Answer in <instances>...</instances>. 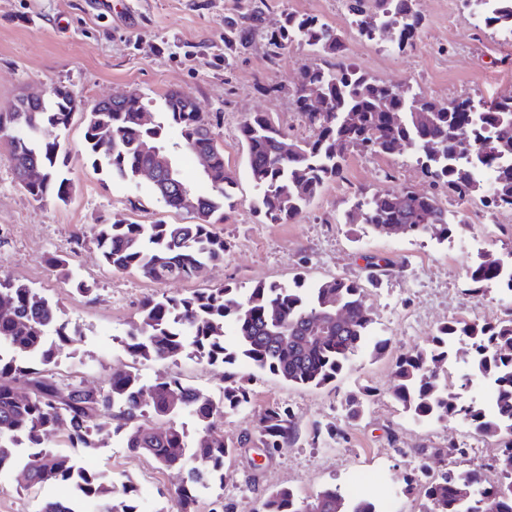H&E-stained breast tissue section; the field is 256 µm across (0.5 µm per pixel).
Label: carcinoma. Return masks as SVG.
<instances>
[{
	"instance_id": "1",
	"label": "carcinoma",
	"mask_w": 512,
	"mask_h": 512,
	"mask_svg": "<svg viewBox=\"0 0 512 512\" xmlns=\"http://www.w3.org/2000/svg\"><path fill=\"white\" fill-rule=\"evenodd\" d=\"M501 9L483 18L485 26L512 33V0H500ZM357 17L359 34L369 41L393 33L398 46L410 44L420 18L413 0H348ZM224 29V60L243 44L245 22ZM269 42L283 48L294 42L328 55L341 50L339 35L313 16L287 14L269 33ZM322 101L313 111L306 92ZM298 111L314 132L302 143L288 141L287 133L263 112H254L240 126L248 146L251 179L259 189L257 207L273 223L295 219L323 185L341 177L344 152L391 155L406 143L417 148V162L426 177L448 186L463 200L482 189L474 169L493 172L488 206L512 209V166L502 157L512 155V97L488 107L462 99L441 105L408 95L403 84L369 79L355 67L338 60L328 68L302 72L295 88ZM139 97L124 101L100 100L85 111L80 100L57 97L41 104L18 98L0 112V126L11 132L1 145L19 185L38 204L63 203L71 192L61 137L72 112H84V142L94 163L117 177L135 182L153 164L149 147L166 148L169 132L178 146L192 153L209 152L215 169L224 173L210 193L201 195L184 180L175 156H170L179 187L165 178L151 183L154 193L176 211L185 209L181 192H190L191 224H97L93 240L106 266L118 272H136L155 282L190 280L208 263L224 261L227 244L214 231L231 205L236 179L224 172V152L212 133L209 116L184 93L164 96L154 122L143 124ZM36 168L43 178L23 181L25 171ZM360 219L382 234H425L448 239L462 220L434 194L409 188L377 193L356 202L352 220ZM46 264L73 279L67 257L51 254ZM501 262L485 259L467 267L473 285L469 293L483 297L496 286L512 292V277L499 275ZM0 471L17 464L15 448H29L22 471L30 489L69 484L74 500H48L40 512H83L84 503H104L103 512H140L131 479L109 485L65 454L49 449L47 437L59 427L67 431L70 448H100L117 437L121 447L149 457L159 468L185 470L181 484L169 494L172 512H198L201 490L224 478L237 449L250 442L243 435L226 441L214 430L221 413H235L250 404V392L235 372L240 363L302 387H324L336 381L371 338L374 323L364 288L341 277L312 285L297 278L293 285L259 283L241 294L235 288L197 290L181 297H145L138 317L127 332L130 356L176 362L193 348L209 364L224 365L220 399L183 382L164 377L144 385L131 370L113 371L104 386L87 387L52 373L58 346L46 339V329L60 318V309L27 284L0 278ZM342 312V321L336 313ZM234 326L232 340L224 335V322ZM468 339L463 363L473 375L497 384L493 405L481 407L439 382L448 359L457 356L456 338ZM390 395L402 410L419 419L467 421L474 433L501 440L497 467L503 480L490 483L483 472L444 471L406 479L425 499L424 512H512V320L451 321L438 327L431 341L401 354L395 364ZM346 398V418H360L365 398ZM192 417L193 440L180 419ZM258 443L279 450L292 445L298 430L291 411L271 407L258 427ZM192 448L195 464L186 466L185 449ZM476 488L479 493L467 495ZM376 512L373 503L348 498L340 487L329 485L313 497L299 498L290 487L270 490L258 512Z\"/></svg>"
}]
</instances>
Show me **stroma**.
Listing matches in <instances>:
<instances>
[{"label":"stroma","mask_w":512,"mask_h":512,"mask_svg":"<svg viewBox=\"0 0 512 512\" xmlns=\"http://www.w3.org/2000/svg\"><path fill=\"white\" fill-rule=\"evenodd\" d=\"M415 10L420 26L412 45L401 48L386 37L376 42L361 38L346 0H0V108L57 85L73 89L88 106L134 91L155 108L167 93L179 90L210 117L224 165L237 181L233 206L215 227L228 245L223 262L205 265L189 282L154 283L104 265L92 242L95 224H187L191 218L171 211L148 182H126L95 167L84 147L82 115H74L62 140L72 183L67 203L34 202L0 149V277L28 284L61 307V321L75 338L59 355L54 372L98 385L111 371L133 364L147 385L175 375L219 392L222 364L191 356L174 363H133L123 340L140 302L151 294L177 297L201 288L288 285L298 273L311 283L336 276L364 284L373 333L389 341L385 355L360 353L325 388L294 386L240 365L237 373L247 380L251 401L241 413L218 417L217 431L229 440L255 434L266 409L282 405L293 414L298 440L271 452L260 466L255 444L238 449L222 492L201 491L199 512H210L218 498L224 512H254L266 493L280 486L307 498L330 484L345 489L358 479L367 482L365 498L383 512L393 504L399 512H422V494L403 481L415 448L427 449L425 462L435 473L472 467V456L458 455L459 447L483 449L487 477H499L495 439L473 434L462 421H414L394 404L389 388L399 355L425 345L441 323L493 321L512 313V294L494 290L471 296L465 276L479 256L512 248V210L485 207L480 192L457 200L446 186L424 175L412 149L389 156L351 151L340 178L328 182L294 220L273 224L255 207L258 190L249 177L248 149L239 132L248 114L265 112L292 139L313 135L296 110L294 89L304 69L329 66L333 59L307 46L270 45L269 31L287 12L328 24L341 37L346 62L377 80L409 84L423 99L487 104L512 94V34L486 29L463 0H415ZM254 11L260 19L247 43L225 58V22ZM404 187L436 194L458 213L465 232L445 240L386 236L346 223L358 194ZM78 237L84 240L79 248L74 245ZM51 253L71 257L76 278L93 286L95 302H86L71 281L48 267L45 258ZM372 257L391 266L371 282L367 261ZM363 388L376 394L361 419L347 420L345 399ZM336 427L341 436L333 435ZM49 445L69 452L105 482L132 479L143 512H169L167 492L179 484L178 470L156 468L115 440L92 450H69L64 437L56 435ZM21 476L17 469L0 474V512H39L46 499L72 492L58 485L25 490Z\"/></svg>","instance_id":"35a3bbf8"}]
</instances>
